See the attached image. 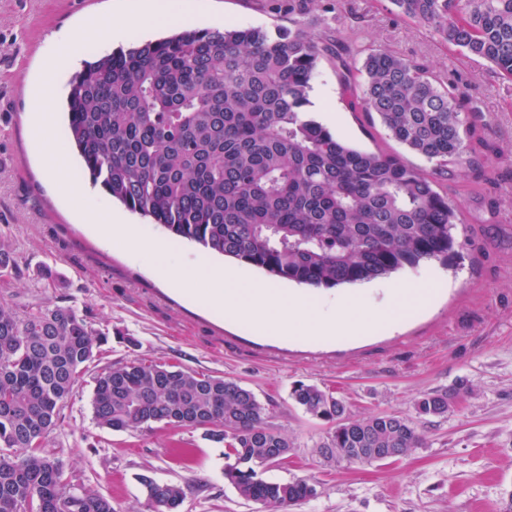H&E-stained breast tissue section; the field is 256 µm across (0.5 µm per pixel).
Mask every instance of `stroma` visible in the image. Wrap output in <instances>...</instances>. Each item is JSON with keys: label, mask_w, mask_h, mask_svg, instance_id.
<instances>
[{"label": "stroma", "mask_w": 512, "mask_h": 512, "mask_svg": "<svg viewBox=\"0 0 512 512\" xmlns=\"http://www.w3.org/2000/svg\"><path fill=\"white\" fill-rule=\"evenodd\" d=\"M131 2L0 0V238L11 243L21 269L20 276L0 277V303L19 310L58 302L109 332L48 438L74 486L110 498L115 512H145L138 477L146 473L184 487L179 512H264L225 478L223 447L204 429L157 424L114 432L97 425L96 375L136 359L232 380L255 393L266 426L293 446L288 459L264 467V478H300L316 489L287 512H506L512 505V81L449 49L433 29L403 19L391 0H309L296 17L281 0H194L203 18L230 25L274 33L300 24L354 66L368 47L428 61L447 80L466 85L481 108L484 173L439 179L465 215L460 258L425 261L373 283L378 289L416 281L435 268L444 274L435 303L403 315L393 330L338 343H286L190 302L187 293L198 283L172 290L146 262L105 244L75 214L81 198L65 205L44 174L28 111L45 41ZM336 58L318 63L309 106L315 119L356 147L426 167L377 117L348 108ZM129 336L137 346H127ZM298 381L334 392L351 417L408 418L422 446L372 464L325 461L318 448L328 426L291 400ZM444 392L457 396L447 414H418L423 395Z\"/></svg>", "instance_id": "35a3bbf8"}]
</instances>
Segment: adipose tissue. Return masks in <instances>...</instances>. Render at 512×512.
<instances>
[{"instance_id":"1","label":"adipose tissue","mask_w":512,"mask_h":512,"mask_svg":"<svg viewBox=\"0 0 512 512\" xmlns=\"http://www.w3.org/2000/svg\"><path fill=\"white\" fill-rule=\"evenodd\" d=\"M127 23L139 28L157 26H187L196 21L192 0H185L181 10L170 11L165 0H138L126 15ZM86 28L76 27L51 38L44 50L41 62V80L33 91L36 106L29 116L36 133H43L55 123L54 91L64 66L71 63L78 52L79 42Z\"/></svg>"}]
</instances>
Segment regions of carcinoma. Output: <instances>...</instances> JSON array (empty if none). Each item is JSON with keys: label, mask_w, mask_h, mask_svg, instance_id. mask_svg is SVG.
I'll return each mask as SVG.
<instances>
[{"label": "carcinoma", "mask_w": 512, "mask_h": 512, "mask_svg": "<svg viewBox=\"0 0 512 512\" xmlns=\"http://www.w3.org/2000/svg\"><path fill=\"white\" fill-rule=\"evenodd\" d=\"M448 46L512 80V0H392ZM332 48L302 29L184 30L85 62L69 84L71 140L92 185L174 239L312 288L358 285L458 255L460 206L439 189L452 166L482 172L486 144L467 88L427 62L371 49L357 73L336 56L354 112L376 114L388 135L431 163L351 146L306 107L319 60ZM17 264L0 242V272ZM108 333L71 307L18 312L0 304V512H114L112 501L75 487L44 449L80 370ZM291 399L330 424L324 448L358 463L394 459L422 445L395 414L353 419L343 400L297 382ZM97 423L116 432L156 423L207 432L224 445L225 477L239 495L286 508L316 494L305 479L270 482L262 468L288 458L287 437L264 426V407L235 381L165 364L130 361L95 378ZM422 416L448 413V393L417 402ZM162 512L185 489L148 486Z\"/></svg>", "instance_id": "cac0c4a2"}]
</instances>
